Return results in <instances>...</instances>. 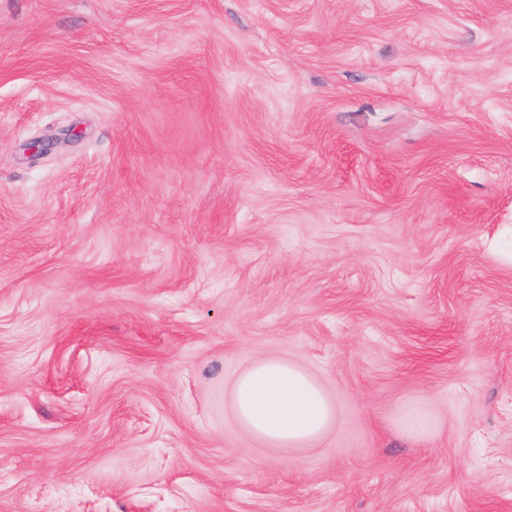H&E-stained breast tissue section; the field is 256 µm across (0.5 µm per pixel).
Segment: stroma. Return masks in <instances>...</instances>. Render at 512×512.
Instances as JSON below:
<instances>
[{"mask_svg": "<svg viewBox=\"0 0 512 512\" xmlns=\"http://www.w3.org/2000/svg\"><path fill=\"white\" fill-rule=\"evenodd\" d=\"M0 512H512V0H0ZM231 405L249 433L285 448L321 436L335 415L322 386L280 358L262 359L241 373L231 387ZM405 430L417 437H426L435 429L432 409L427 404H416L410 407L401 419Z\"/></svg>", "mask_w": 512, "mask_h": 512, "instance_id": "35a3bbf8", "label": "stroma"}]
</instances>
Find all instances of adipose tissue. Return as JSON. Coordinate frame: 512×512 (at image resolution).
<instances>
[{"label": "adipose tissue", "instance_id": "1", "mask_svg": "<svg viewBox=\"0 0 512 512\" xmlns=\"http://www.w3.org/2000/svg\"><path fill=\"white\" fill-rule=\"evenodd\" d=\"M231 405L249 433L285 448L321 436L335 415L322 386L280 358L257 361L241 373L231 387Z\"/></svg>", "mask_w": 512, "mask_h": 512}]
</instances>
